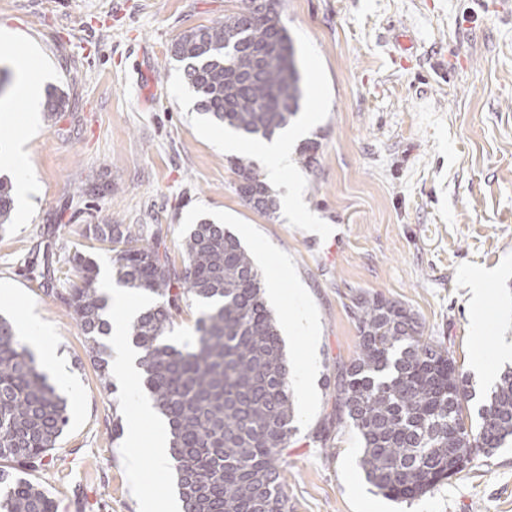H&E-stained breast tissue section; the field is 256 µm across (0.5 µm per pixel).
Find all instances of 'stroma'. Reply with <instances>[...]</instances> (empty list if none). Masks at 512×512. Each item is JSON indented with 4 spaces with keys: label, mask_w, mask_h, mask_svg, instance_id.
Listing matches in <instances>:
<instances>
[{
    "label": "stroma",
    "mask_w": 512,
    "mask_h": 512,
    "mask_svg": "<svg viewBox=\"0 0 512 512\" xmlns=\"http://www.w3.org/2000/svg\"><path fill=\"white\" fill-rule=\"evenodd\" d=\"M499 2L282 0L304 92L300 139L318 150L308 167L291 157L272 186L280 198L297 184L298 213L268 216L236 193L224 127L201 114L172 52L241 0H0V66L30 45L45 86L66 95L29 145L41 185L32 216L13 214L0 235V293L15 295L0 314L37 317L72 385L69 425L30 475L58 512H145L147 500L176 497L174 471L153 466L152 425L136 443L112 433L114 415L128 426L136 409L124 382L103 390L56 295L74 279L63 256L84 244L85 225L146 224L177 261L203 218L276 280L277 321L299 308L315 322L314 335L284 338L292 372L306 374L293 384L298 431L281 468L293 512H512L511 443L397 502L366 482L355 431L331 422L337 369L358 353L352 300L362 293L411 309L476 390L486 388L476 360L506 367L496 349L512 340V15ZM46 250L61 258L52 293L40 276ZM476 269L494 274L479 312L467 286Z\"/></svg>",
    "instance_id": "1"
}]
</instances>
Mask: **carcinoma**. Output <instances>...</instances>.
Listing matches in <instances>:
<instances>
[{"label": "carcinoma", "instance_id": "obj_1", "mask_svg": "<svg viewBox=\"0 0 512 512\" xmlns=\"http://www.w3.org/2000/svg\"><path fill=\"white\" fill-rule=\"evenodd\" d=\"M209 26L183 34L174 56L210 119L246 137L271 138L301 107L294 47L280 19L281 0H259ZM64 92L51 88L47 117L62 110ZM236 191L266 214L276 200L257 165L230 160ZM14 210L12 186L0 180V232ZM83 236L110 242L118 280L159 299L129 329L155 407L167 420L183 512H289L280 477L283 450L298 431L291 375L265 283L248 250L207 219L182 240V267L142 224H88ZM79 282L62 300L79 321L103 387L114 385L102 337L110 324L107 298L96 287L95 256L75 249L66 258ZM207 306L196 321V343L166 342L180 302ZM359 352L336 377V423L359 436V466L377 492L418 499L479 457L512 440V367L505 368L466 427L474 388L448 350L424 337L402 303L380 294L353 298ZM69 424L66 400L49 383L15 325L0 316V512H57L38 485L12 472L40 467Z\"/></svg>", "mask_w": 512, "mask_h": 512}]
</instances>
